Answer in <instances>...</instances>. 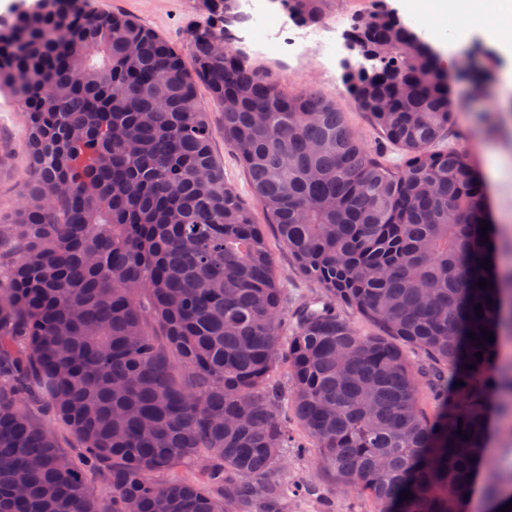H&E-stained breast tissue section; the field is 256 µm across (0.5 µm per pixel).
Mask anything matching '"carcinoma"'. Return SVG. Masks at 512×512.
<instances>
[{"instance_id": "cac0c4a2", "label": "carcinoma", "mask_w": 512, "mask_h": 512, "mask_svg": "<svg viewBox=\"0 0 512 512\" xmlns=\"http://www.w3.org/2000/svg\"><path fill=\"white\" fill-rule=\"evenodd\" d=\"M199 2L207 22L188 30L187 56L86 0L0 21V90L26 108L29 160L23 205L0 226L21 243L0 281V512H103L93 473L112 487L109 512H288L273 479L291 442L271 379L281 362L335 485L378 512H467L493 412L512 430V366L499 362L512 272L481 266L484 184L467 153L437 148L449 71L388 10L346 33L360 61L343 84L400 150L389 165L335 104L284 93L232 47L238 0ZM278 2L307 27L330 0ZM200 80L255 202L325 293L285 343V291L224 179ZM338 305L378 333H357ZM32 403L70 429L82 467ZM198 459L204 481L163 478ZM488 497L501 512L512 480Z\"/></svg>"}]
</instances>
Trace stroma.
Wrapping results in <instances>:
<instances>
[{
  "label": "stroma",
  "mask_w": 512,
  "mask_h": 512,
  "mask_svg": "<svg viewBox=\"0 0 512 512\" xmlns=\"http://www.w3.org/2000/svg\"><path fill=\"white\" fill-rule=\"evenodd\" d=\"M88 7L118 12L138 19L179 48H186V29L201 20L198 0H88ZM395 12L416 33L427 27L420 14L409 12L407 0H331L319 24L324 37L335 38L336 19L352 23L356 16L376 7ZM254 20H245L236 32L238 48L248 64L286 93L313 89L336 104L348 126L362 144L389 162L399 158V151L388 144L375 129L369 115L358 109L347 96L341 75L344 46L324 50L316 43L304 44L298 51L268 53L258 44L244 40L245 31L254 29ZM451 75L455 112L448 128V144L465 149L484 185L493 215L497 239L503 248L502 263L512 264V82L503 77L508 64L497 60L490 74L475 83L471 72L482 63L486 44L480 33L451 35ZM198 102L211 111L213 149L224 165V178L245 201H252V188L246 170L231 147L224 142V120L212 111L211 96L205 83H197ZM26 111L23 103L9 93H0V223L11 217L22 203L28 160L24 149ZM256 223L261 224L266 247L273 261L278 282L288 294L284 309V327L292 329L293 312L304 301L321 299L319 284L299 270L287 246L269 224L261 207H254ZM295 446L284 456V469L275 478L284 485H295L288 502V512H376L368 498L334 486L316 465L313 442L298 424L291 423Z\"/></svg>",
  "instance_id": "obj_1"
}]
</instances>
